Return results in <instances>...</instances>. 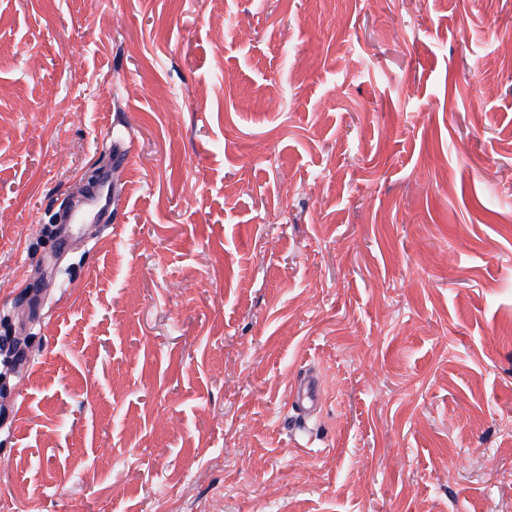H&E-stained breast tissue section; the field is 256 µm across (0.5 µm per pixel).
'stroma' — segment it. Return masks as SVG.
Listing matches in <instances>:
<instances>
[{"instance_id": "obj_1", "label": "stroma", "mask_w": 512, "mask_h": 512, "mask_svg": "<svg viewBox=\"0 0 512 512\" xmlns=\"http://www.w3.org/2000/svg\"><path fill=\"white\" fill-rule=\"evenodd\" d=\"M506 48L512 0H0V505L512 512ZM319 384L312 375L304 376L299 383L296 393V406L303 419L310 415L318 402Z\"/></svg>"}]
</instances>
